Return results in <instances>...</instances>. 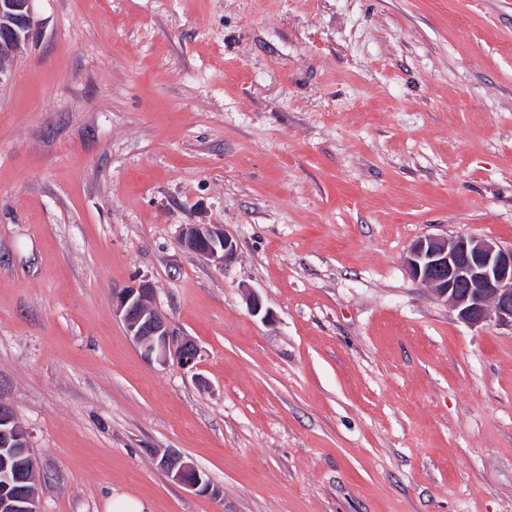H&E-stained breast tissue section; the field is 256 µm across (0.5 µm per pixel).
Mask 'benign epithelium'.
I'll return each mask as SVG.
<instances>
[{"mask_svg":"<svg viewBox=\"0 0 512 512\" xmlns=\"http://www.w3.org/2000/svg\"><path fill=\"white\" fill-rule=\"evenodd\" d=\"M34 0H0V13L12 23L0 26V84L8 80L11 63L20 48L33 37ZM182 244L223 269L237 257L236 240L221 224H188ZM412 277L458 311L470 326L494 321L512 328V247L473 236L447 238L427 236L414 241L405 257ZM153 287L141 281L112 294V312L148 360L167 364L173 360L188 368L198 357L197 345L177 335L170 321L151 303ZM13 443L28 446L26 429L17 422L13 409L0 401V447ZM159 467L175 482L198 493H209L199 467L188 457L167 454ZM0 512H40L36 495L0 497Z\"/></svg>","mask_w":512,"mask_h":512,"instance_id":"obj_1","label":"benign epithelium"}]
</instances>
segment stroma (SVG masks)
Here are the masks:
<instances>
[{"label":"stroma","mask_w":512,"mask_h":512,"mask_svg":"<svg viewBox=\"0 0 512 512\" xmlns=\"http://www.w3.org/2000/svg\"><path fill=\"white\" fill-rule=\"evenodd\" d=\"M33 10L0 86V401L41 512H512V328L405 263L427 235L512 246V0ZM143 279L194 369L113 315ZM182 244L190 251L213 261L219 269L237 257L236 240L221 224H188L183 228ZM159 467L175 482L198 493H211V488L203 485V478L209 482V479L203 471L188 457L180 454H167L159 461Z\"/></svg>","instance_id":"1"}]
</instances>
